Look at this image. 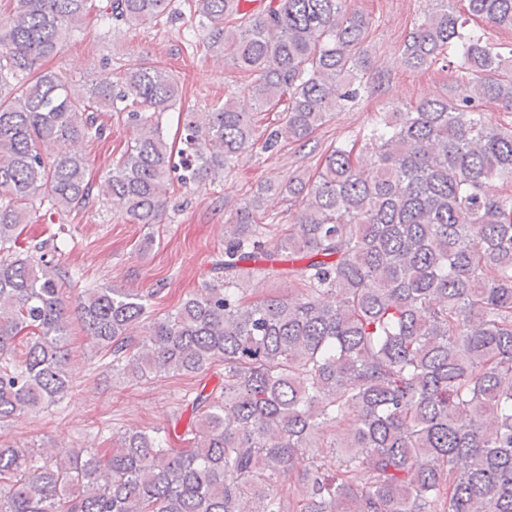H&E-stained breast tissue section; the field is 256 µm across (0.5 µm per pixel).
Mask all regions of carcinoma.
<instances>
[{"label":"carcinoma","mask_w":512,"mask_h":512,"mask_svg":"<svg viewBox=\"0 0 512 512\" xmlns=\"http://www.w3.org/2000/svg\"><path fill=\"white\" fill-rule=\"evenodd\" d=\"M409 32L410 71L453 49L468 78L448 99L383 112L364 145L338 146L315 178L266 181L224 225L215 282L151 317L145 296L62 284L78 273L19 251L41 191L70 213L96 198L137 224H158L172 146L163 116L182 102L169 71L143 63L85 97L65 71L40 69L92 22L155 27L173 0H10L0 19V429L60 403L69 389L70 311L129 381L224 365L220 391H199L184 448L133 428L101 454L68 447L34 463L0 444V512H512V48L468 28L512 31V0H452ZM200 44L247 75L209 112L179 111L178 180L216 179L262 142L306 143L357 99L370 21L351 0H185ZM284 118L257 138L258 114ZM115 112L134 137L93 185L74 151ZM58 145L43 157L40 142ZM288 193L297 221L266 237L264 197ZM288 277L286 298H246L244 280ZM145 338L136 329L148 318ZM353 419L347 431L341 425ZM329 457L296 461L314 436ZM350 448L361 452L351 454Z\"/></svg>","instance_id":"carcinoma-1"}]
</instances>
